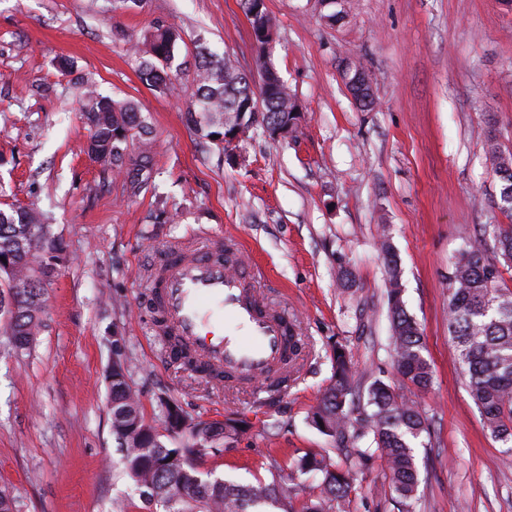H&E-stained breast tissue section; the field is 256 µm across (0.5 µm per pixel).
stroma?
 <instances>
[{
    "label": "stroma",
    "instance_id": "1",
    "mask_svg": "<svg viewBox=\"0 0 512 512\" xmlns=\"http://www.w3.org/2000/svg\"><path fill=\"white\" fill-rule=\"evenodd\" d=\"M336 24L316 0H265L277 23L272 62L304 120L296 133L256 137L235 155L199 138L185 118L192 86L158 94L131 46L158 21L182 54L207 43L255 73L240 0H0V200L37 205L69 261L46 284L32 348L12 345L0 313V487L18 512H146L125 475L108 405L114 341L146 418L163 429L161 400L190 419L243 421L200 471L236 483L278 480L297 502L319 478L299 476L308 451L341 445L311 413L344 345L360 379L353 412L377 379L400 386L379 241L389 236L407 311L423 331L432 386L416 400L430 432L415 444L412 504L375 458L354 469L347 512H512V461L470 398L448 333V264L468 241L512 223L484 159L512 153V6L503 0H346ZM71 63L61 73L59 59ZM363 64L377 105L364 111L340 70ZM139 107L153 168L132 190L126 174L83 151L90 135L75 80ZM244 248L265 302L304 339L295 382L270 395L237 390L170 362L157 334L150 281L170 246ZM354 282L343 289L342 271Z\"/></svg>",
    "mask_w": 512,
    "mask_h": 512
}]
</instances>
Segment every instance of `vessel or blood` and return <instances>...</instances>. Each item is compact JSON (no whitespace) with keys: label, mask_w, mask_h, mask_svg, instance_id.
Masks as SVG:
<instances>
[{"label":"vessel or blood","mask_w":512,"mask_h":512,"mask_svg":"<svg viewBox=\"0 0 512 512\" xmlns=\"http://www.w3.org/2000/svg\"><path fill=\"white\" fill-rule=\"evenodd\" d=\"M164 335L205 366L243 381L274 383L288 357L287 317L267 308L244 253L171 249L155 282Z\"/></svg>","instance_id":"obj_1"}]
</instances>
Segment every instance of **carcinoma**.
Wrapping results in <instances>:
<instances>
[{
	"mask_svg": "<svg viewBox=\"0 0 512 512\" xmlns=\"http://www.w3.org/2000/svg\"><path fill=\"white\" fill-rule=\"evenodd\" d=\"M250 17L252 49L260 74L259 91L251 81L206 46L197 47L192 84L194 108L187 121L200 138L215 143L224 134V115L241 112L247 137L273 138L278 130L298 127L296 101L270 61L276 24L265 0H242ZM182 37L165 23L155 24L135 42L142 57V80L155 91L167 93L187 71L180 59ZM87 102L85 118L91 127L86 144L90 158L122 171L127 165L140 172L150 163L148 128L131 101H117L82 85ZM139 141V153L129 147ZM499 184V196L512 194V155L492 144L485 153ZM12 254L14 268L8 279L9 295L17 300L18 315L10 325L12 336H36L42 326L43 275L66 260L61 243L44 231L43 213L35 208L0 209V253ZM387 289V308L395 351V366L410 391L428 389L432 371L419 324L408 313L401 295L400 263L394 246L383 238L379 247ZM512 264V225L500 227L489 241L482 235L462 250L448 272V332L467 379L469 395L479 409L485 428L507 447L512 457V290L503 288L500 266ZM333 356V383L312 416L320 432L337 441L369 440L366 448H348L332 465L315 453L297 464L300 475L321 473L322 494L295 507L294 489L286 483L258 482L240 486L202 478L187 458L222 452L232 434L222 422H208L175 447H168L153 432L143 406L129 383V364L112 368L109 406L112 436L123 451L128 477L139 489L150 488L152 503L162 512H252L268 501L279 512H342L352 488L351 459L385 461L390 488L405 500L418 491V472L410 440L428 430L425 412L406 394L375 380L368 387L365 413L358 426L350 420L351 397L357 389L355 372L343 346Z\"/></svg>",
	"mask_w": 512,
	"mask_h": 512,
	"instance_id": "1",
	"label": "carcinoma"
}]
</instances>
